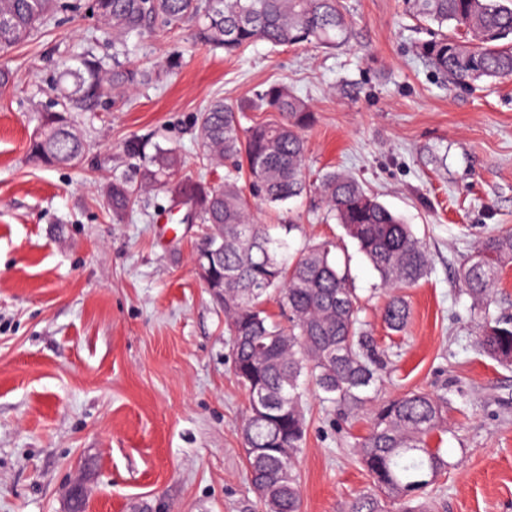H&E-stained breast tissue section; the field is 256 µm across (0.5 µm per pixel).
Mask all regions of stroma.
<instances>
[{
    "label": "stroma",
    "mask_w": 512,
    "mask_h": 512,
    "mask_svg": "<svg viewBox=\"0 0 512 512\" xmlns=\"http://www.w3.org/2000/svg\"><path fill=\"white\" fill-rule=\"evenodd\" d=\"M72 2L6 56L15 82L0 93V512H65L78 478L87 512H247L254 501L239 430L247 394L194 261L199 227L172 220L161 192L113 223L100 189L139 166L125 151L134 137L179 147L186 173L219 182L223 166L200 168L199 112L270 84L316 114L309 179L355 175L430 254L396 334L380 318L377 272L341 225L308 196L283 214L297 226L291 250L335 242L388 353L382 396H447L451 468L432 512H512V366L480 352V318L457 279L480 236L512 228V79L454 86L419 56L429 34L404 0H342L350 38L336 47L257 42L227 56L194 42L188 22L153 30L131 58L160 68L181 50L173 75L77 114L90 144L79 166L36 169L26 150L55 100L59 56L90 48L112 60L90 0ZM283 215L255 212L265 224ZM306 399L302 512H347L370 485L354 454L367 415L311 388Z\"/></svg>",
    "instance_id": "stroma-1"
}]
</instances>
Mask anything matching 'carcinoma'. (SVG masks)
Returning <instances> with one entry per match:
<instances>
[{
    "mask_svg": "<svg viewBox=\"0 0 512 512\" xmlns=\"http://www.w3.org/2000/svg\"><path fill=\"white\" fill-rule=\"evenodd\" d=\"M407 3L413 17L441 31L419 46L435 71L459 85L512 77V0ZM68 8V0H0V54L28 42ZM90 11L112 37V65L90 49L60 59L53 87L60 109L41 113L28 147L36 165H79L87 143L72 113L162 76L127 63L135 48L130 39L153 24L176 31L191 19L204 43L227 54L257 41L338 46L349 38L341 0H95ZM251 109L273 118L245 127L242 113ZM313 122L307 103L284 85H270L238 106L217 98L196 125L202 165L229 166L222 184L181 174L176 148L132 139L126 151L143 164L108 182L105 204L120 224L137 210L144 189L160 190L169 202L183 199L192 207L195 223L204 228L201 243L224 244L199 270L208 288L224 295L233 375L248 394L240 432L258 512H302L297 461L306 438L307 384L324 402L370 411V430L356 455L371 489L351 500L349 512H390L392 501L400 512H427L449 467L436 443L447 432V400L422 390L378 399L382 359L370 344L349 270L332 258L336 245L323 241L291 256L287 236L296 225L259 224L253 216L260 205L275 208L303 194L316 196L389 293L382 310L388 330L405 329L411 311L402 290L428 276L429 254L411 226L354 176L330 171L318 181L307 179L304 131ZM509 265L512 231H498L477 242L458 272L461 292L482 318L480 351L502 365L512 364V316L496 314L490 305ZM270 301L285 321L269 313Z\"/></svg>",
    "mask_w": 512,
    "mask_h": 512,
    "instance_id": "obj_1",
    "label": "carcinoma"
}]
</instances>
